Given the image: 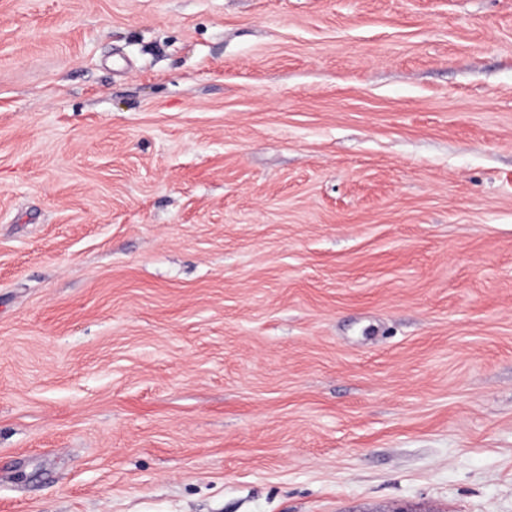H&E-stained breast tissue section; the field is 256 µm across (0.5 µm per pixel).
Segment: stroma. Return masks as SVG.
Here are the masks:
<instances>
[{"label": "stroma", "instance_id": "35a3bbf8", "mask_svg": "<svg viewBox=\"0 0 512 512\" xmlns=\"http://www.w3.org/2000/svg\"><path fill=\"white\" fill-rule=\"evenodd\" d=\"M0 512H512V0H0Z\"/></svg>", "mask_w": 512, "mask_h": 512}]
</instances>
